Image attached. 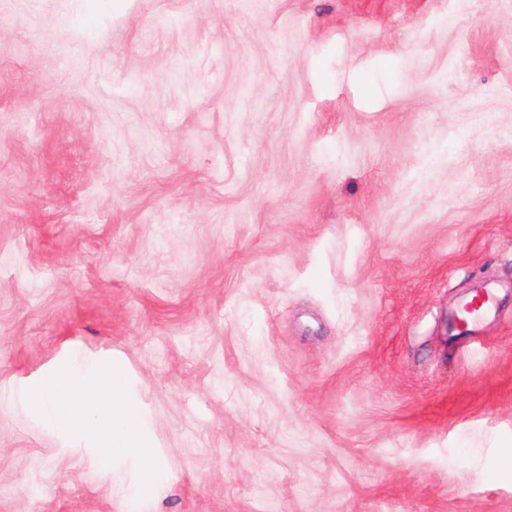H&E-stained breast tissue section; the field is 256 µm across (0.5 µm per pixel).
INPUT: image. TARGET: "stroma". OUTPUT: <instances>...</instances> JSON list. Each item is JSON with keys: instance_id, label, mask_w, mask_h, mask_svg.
Listing matches in <instances>:
<instances>
[{"instance_id": "obj_1", "label": "stroma", "mask_w": 512, "mask_h": 512, "mask_svg": "<svg viewBox=\"0 0 512 512\" xmlns=\"http://www.w3.org/2000/svg\"><path fill=\"white\" fill-rule=\"evenodd\" d=\"M0 512H512V0H0ZM496 300V295L493 292V288H487L483 291L474 302L473 306L470 309V314L474 312H478L482 308V312L477 317L473 318L469 322L465 320H456V324L453 319L448 320V326L451 331L458 332L461 334V330L465 332H472L473 329L477 326L478 320L482 317V315L489 310L494 304ZM22 402L47 427L92 446L103 467L133 458L143 483L162 477L158 454L146 437L147 413L129 399L127 378L115 363L89 370L64 364L34 383Z\"/></svg>"}]
</instances>
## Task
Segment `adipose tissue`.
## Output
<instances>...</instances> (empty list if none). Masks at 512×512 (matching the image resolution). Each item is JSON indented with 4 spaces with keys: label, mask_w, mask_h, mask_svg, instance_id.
Instances as JSON below:
<instances>
[{
    "label": "adipose tissue",
    "mask_w": 512,
    "mask_h": 512,
    "mask_svg": "<svg viewBox=\"0 0 512 512\" xmlns=\"http://www.w3.org/2000/svg\"><path fill=\"white\" fill-rule=\"evenodd\" d=\"M23 404L47 427L92 446L100 465L132 458L143 483L162 477L158 454L146 437L147 413L129 399L127 378L115 363L87 370L62 365L34 383Z\"/></svg>",
    "instance_id": "obj_1"
}]
</instances>
